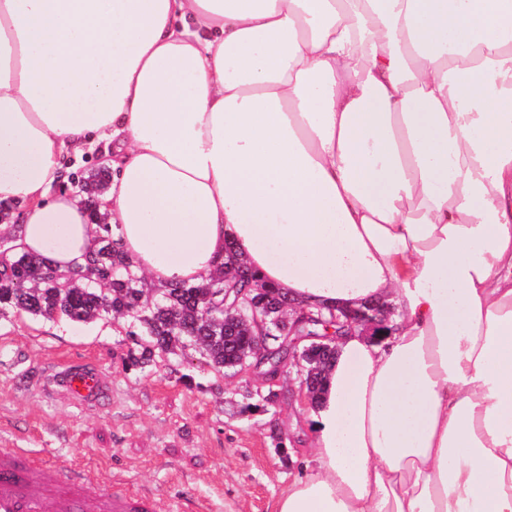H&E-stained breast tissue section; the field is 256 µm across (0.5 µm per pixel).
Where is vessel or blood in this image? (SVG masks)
<instances>
[{
	"instance_id": "vessel-or-blood-1",
	"label": "vessel or blood",
	"mask_w": 512,
	"mask_h": 512,
	"mask_svg": "<svg viewBox=\"0 0 512 512\" xmlns=\"http://www.w3.org/2000/svg\"><path fill=\"white\" fill-rule=\"evenodd\" d=\"M57 377L80 405H102L110 395L106 374L91 363L63 362ZM0 512H158V505L146 495L96 487L82 469L39 463L16 450L0 455Z\"/></svg>"
}]
</instances>
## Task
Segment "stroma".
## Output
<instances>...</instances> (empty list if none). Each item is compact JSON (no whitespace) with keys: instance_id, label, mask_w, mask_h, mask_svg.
Returning <instances> with one entry per match:
<instances>
[{"instance_id":"stroma-1","label":"stroma","mask_w":512,"mask_h":512,"mask_svg":"<svg viewBox=\"0 0 512 512\" xmlns=\"http://www.w3.org/2000/svg\"><path fill=\"white\" fill-rule=\"evenodd\" d=\"M130 325L0 315V449L74 464L96 483L162 506L185 498L205 512H275L309 453L312 423L296 372L272 384L258 372L219 376L193 351L129 369ZM71 355L105 370L110 404L81 406L31 383L32 372ZM249 392L274 398L245 412Z\"/></svg>"}]
</instances>
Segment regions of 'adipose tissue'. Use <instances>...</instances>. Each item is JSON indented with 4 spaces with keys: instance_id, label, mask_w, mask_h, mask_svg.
I'll list each match as a JSON object with an SVG mask.
<instances>
[{
    "instance_id": "ef3b65f1",
    "label": "adipose tissue",
    "mask_w": 512,
    "mask_h": 512,
    "mask_svg": "<svg viewBox=\"0 0 512 512\" xmlns=\"http://www.w3.org/2000/svg\"><path fill=\"white\" fill-rule=\"evenodd\" d=\"M154 284L236 251L339 337L276 512H512V0H0V203L59 273L96 246L53 191L95 148Z\"/></svg>"
}]
</instances>
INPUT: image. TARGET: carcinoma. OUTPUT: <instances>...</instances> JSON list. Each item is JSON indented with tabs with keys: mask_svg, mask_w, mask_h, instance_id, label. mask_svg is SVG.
Segmentation results:
<instances>
[{
	"mask_svg": "<svg viewBox=\"0 0 512 512\" xmlns=\"http://www.w3.org/2000/svg\"><path fill=\"white\" fill-rule=\"evenodd\" d=\"M99 175V180L74 184L93 216L97 250L88 258V268L79 267L64 277L34 255L12 253L10 260L0 261V315L23 311L49 317L58 311L76 322L130 317L145 339L129 351L128 366L150 365L157 351L194 350L204 355L214 371L224 372V363L236 359L249 343V331L261 330L259 326L238 328L227 335L222 313L224 293L233 295L237 290L251 289V297L264 303L269 319L281 315L283 294L253 275L237 280L223 272L201 284H150L134 270L132 260L116 248L111 225L98 210L99 193L108 171L102 169Z\"/></svg>",
	"mask_w": 512,
	"mask_h": 512,
	"instance_id": "1",
	"label": "carcinoma"
}]
</instances>
